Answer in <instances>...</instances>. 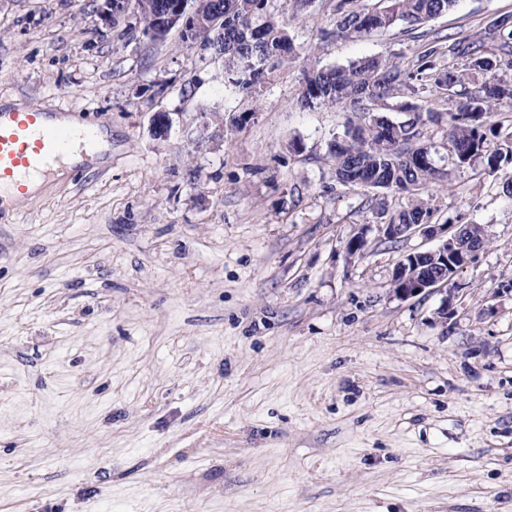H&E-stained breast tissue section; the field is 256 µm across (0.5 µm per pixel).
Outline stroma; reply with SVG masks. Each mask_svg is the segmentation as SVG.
Wrapping results in <instances>:
<instances>
[{"label": "stroma", "mask_w": 512, "mask_h": 512, "mask_svg": "<svg viewBox=\"0 0 512 512\" xmlns=\"http://www.w3.org/2000/svg\"><path fill=\"white\" fill-rule=\"evenodd\" d=\"M336 3L269 0L299 55L252 97L179 29L131 15L120 39L97 0H0V100L70 89L112 133L0 217V512H512V166H457L423 126L448 172L431 223L489 241L452 285L397 295L437 239L383 237L407 195L338 183L355 116L297 96L309 61L423 46L336 38ZM505 17L459 0L428 27ZM212 109L223 131L193 146Z\"/></svg>", "instance_id": "stroma-1"}]
</instances>
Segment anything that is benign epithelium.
Instances as JSON below:
<instances>
[{"instance_id": "1", "label": "benign epithelium", "mask_w": 512, "mask_h": 512, "mask_svg": "<svg viewBox=\"0 0 512 512\" xmlns=\"http://www.w3.org/2000/svg\"><path fill=\"white\" fill-rule=\"evenodd\" d=\"M199 0H180L172 7L162 11L159 15L149 19L144 18L149 33H154L167 28H177L187 38L202 37L205 30H210L222 25L224 16L211 10L210 16L199 10ZM131 0H100L97 13L103 26L110 28L113 18L118 14H127L131 9ZM172 127V119L167 112H156L151 120V134L156 139L168 137ZM469 228L467 224H460L451 227V233L446 240L431 250L414 251L406 255V259L400 262L396 268L395 277L402 280L406 287L399 291L404 297L416 295V292H424L428 288L446 286L454 273L467 265L471 259L485 247L488 240L487 231L481 232L482 242L472 243L469 248L460 247V234L464 229ZM384 235H389L394 230L405 237L413 232H420L425 237H434L438 230L431 224H385L381 227ZM429 259L434 264H445L447 270L445 275L440 277H427L419 274L418 262Z\"/></svg>"}]
</instances>
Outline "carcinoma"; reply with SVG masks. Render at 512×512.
Wrapping results in <instances>:
<instances>
[{"label":"carcinoma","mask_w":512,"mask_h":512,"mask_svg":"<svg viewBox=\"0 0 512 512\" xmlns=\"http://www.w3.org/2000/svg\"><path fill=\"white\" fill-rule=\"evenodd\" d=\"M354 0H338L334 34L360 40L406 25L409 35L420 32L425 49L410 66L397 56L373 55L343 65H309L297 103L302 108L341 105L356 115L403 99L400 111L413 118L349 125L340 141L331 143L336 180L345 186L395 190L409 194L411 203L391 216V224H426L430 215L422 190L445 178L431 157V147L418 143L419 126L429 120L446 122L448 149L460 166L479 162L490 173L512 164V137L501 142L494 118L512 108V26L506 20L490 24L471 39L419 31L425 23L454 10L458 0H375L368 10H356ZM268 0H217L224 10V31L205 35L211 52L224 57L239 92L255 94L273 69L294 52L286 30L267 9ZM442 95L448 110L431 107L424 94Z\"/></svg>","instance_id":"carcinoma-1"}]
</instances>
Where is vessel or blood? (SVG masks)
<instances>
[{"instance_id":"obj_1","label":"vessel or blood","mask_w":512,"mask_h":512,"mask_svg":"<svg viewBox=\"0 0 512 512\" xmlns=\"http://www.w3.org/2000/svg\"><path fill=\"white\" fill-rule=\"evenodd\" d=\"M42 108L0 107V187L10 186L18 198L30 196L29 177L52 182L56 165L69 155L75 143L93 145L99 124L88 120L82 127L47 122Z\"/></svg>"}]
</instances>
